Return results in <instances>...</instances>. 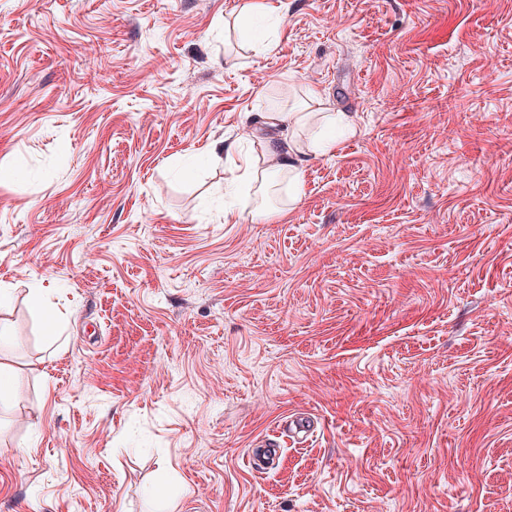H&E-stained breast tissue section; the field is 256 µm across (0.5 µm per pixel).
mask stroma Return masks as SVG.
<instances>
[{"label": "stroma", "instance_id": "35a3bbf8", "mask_svg": "<svg viewBox=\"0 0 512 512\" xmlns=\"http://www.w3.org/2000/svg\"><path fill=\"white\" fill-rule=\"evenodd\" d=\"M243 2L0 0V512H512V0ZM322 98L316 93H310L305 100L301 101L293 112H246L245 121L252 130V136L261 137L264 140L263 163L266 167L257 162H246L242 175L239 176L235 191L248 198H256L262 194L269 185L270 179L275 175H285L296 187L301 185L300 156L305 152L290 135L280 134L281 137L271 135L261 136L267 131L280 129L284 124L291 127L304 126L315 116L321 117L326 125L335 126L336 120L343 123L344 127L351 133L356 129L345 112H324ZM282 138V139H279Z\"/></svg>", "mask_w": 512, "mask_h": 512}]
</instances>
